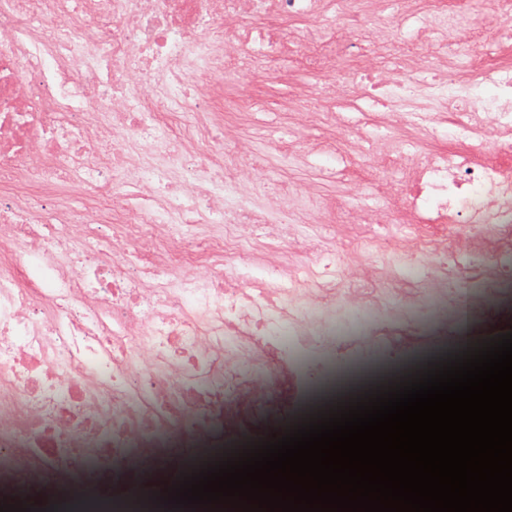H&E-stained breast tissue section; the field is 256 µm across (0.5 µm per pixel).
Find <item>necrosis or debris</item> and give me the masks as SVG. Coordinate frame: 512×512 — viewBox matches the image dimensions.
I'll list each match as a JSON object with an SVG mask.
<instances>
[{
  "instance_id": "4bbe7bcc",
  "label": "necrosis or debris",
  "mask_w": 512,
  "mask_h": 512,
  "mask_svg": "<svg viewBox=\"0 0 512 512\" xmlns=\"http://www.w3.org/2000/svg\"><path fill=\"white\" fill-rule=\"evenodd\" d=\"M384 4L0 0V505L44 501L50 484L82 512H192L92 487L222 458L243 445L232 429L244 420L276 428L288 363L311 357L323 387L336 337L444 336L454 305L470 336L487 295L512 289L511 269L486 273L484 252L459 259L429 235L512 238V173L486 159L512 154V62L480 49L483 25H452L459 0H395L414 47L384 24L356 35ZM340 33L358 42L349 71L336 67ZM294 55L316 80L280 109L327 130L297 144L298 164L337 153L366 168L346 100H376L375 123L398 132L376 160L414 219L382 207L385 230L365 247L379 268L349 256L321 274L279 250L309 214L357 224L363 208L331 211L288 184L249 202L264 178L239 135L254 102L225 112L224 72L249 90L287 79L279 63ZM175 121L193 149H174ZM432 126L454 146L421 144ZM77 184L91 191L81 203Z\"/></svg>"
}]
</instances>
